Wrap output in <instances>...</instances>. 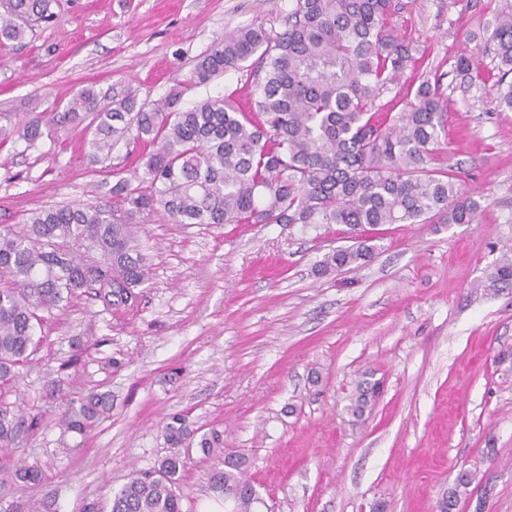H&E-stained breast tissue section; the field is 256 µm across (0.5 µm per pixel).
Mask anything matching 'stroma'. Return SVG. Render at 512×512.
<instances>
[{
    "instance_id": "1",
    "label": "stroma",
    "mask_w": 512,
    "mask_h": 512,
    "mask_svg": "<svg viewBox=\"0 0 512 512\" xmlns=\"http://www.w3.org/2000/svg\"><path fill=\"white\" fill-rule=\"evenodd\" d=\"M399 27L423 51L450 100L438 164L481 197L476 224H384L358 268L316 272L351 246L342 225L176 224L156 213L141 228L152 263L139 311H104L93 290L42 329L15 370L12 398L43 425L13 455L46 479L14 501L51 512L109 505L132 469L164 456L173 413L224 432L272 512H440L460 471L476 470L458 512H512V287L486 274L512 244V109L492 87L499 72L482 25L500 0H404ZM291 0H58L54 19L24 41L0 42V113L48 112L92 86L105 98L135 90L156 101L186 85L213 41L254 21L279 25ZM478 62L473 79L455 58ZM251 84L232 69L190 88L183 106ZM85 122L61 127L54 150L0 145V226L71 202L111 203L117 173L136 166L125 146L93 163ZM79 355L71 391L112 393V410L85 438L50 425L47 373ZM380 395L363 418L346 410L363 374ZM493 456H486V449ZM192 449L178 491L183 512L224 499Z\"/></svg>"
}]
</instances>
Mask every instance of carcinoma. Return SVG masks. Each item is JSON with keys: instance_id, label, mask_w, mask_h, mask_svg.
Returning <instances> with one entry per match:
<instances>
[{"instance_id": "obj_1", "label": "carcinoma", "mask_w": 512, "mask_h": 512, "mask_svg": "<svg viewBox=\"0 0 512 512\" xmlns=\"http://www.w3.org/2000/svg\"><path fill=\"white\" fill-rule=\"evenodd\" d=\"M55 3L0 0V38L25 39L54 17ZM402 9L397 0H293L278 29L253 22L225 33L200 58L188 85L249 66L246 111L231 95L180 109L183 87L150 105L130 91L105 108L95 89H81L55 124L92 116L90 157L103 164L125 144L138 154L139 186L121 177L110 188L116 207H44L18 229L0 228V386L28 360L36 326L85 289L95 290L106 311L138 312L137 289L149 283L151 265L137 228L160 210L176 224H342L356 243L325 255L321 274L368 261L377 246L365 233L381 224L476 223L481 201L460 195L454 170L432 166L448 137L449 98L440 78L425 76L407 89L410 100L400 112L381 104L418 62L417 46L393 24ZM483 37L501 73L496 98L512 109V0L485 23ZM53 125L41 112L0 123V144L17 138L34 147L53 137ZM487 281L512 285V247ZM68 367L60 365L50 381L61 402L55 424L64 436H84L112 410V394L70 397ZM378 391L377 382L362 376L349 396L352 416L371 410ZM43 422L0 389V495L43 483L41 464L16 461L9 452L26 445ZM163 438L168 453L156 466L132 471L109 512H183L176 484L188 457L181 449L194 444L212 461L210 490L236 509V499L252 496L246 462L224 454V432L202 433L176 413ZM475 478L470 471L457 476L442 512L456 509Z\"/></svg>"}]
</instances>
